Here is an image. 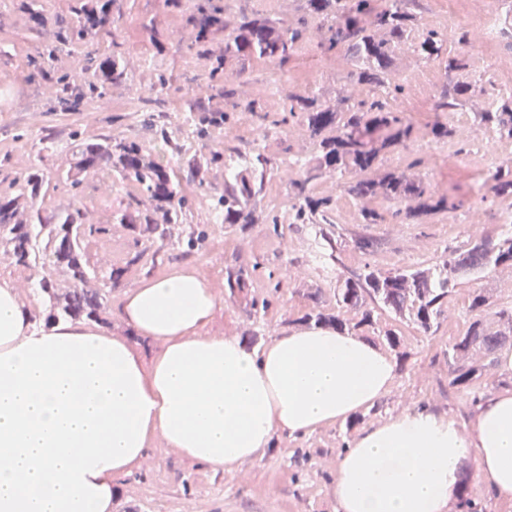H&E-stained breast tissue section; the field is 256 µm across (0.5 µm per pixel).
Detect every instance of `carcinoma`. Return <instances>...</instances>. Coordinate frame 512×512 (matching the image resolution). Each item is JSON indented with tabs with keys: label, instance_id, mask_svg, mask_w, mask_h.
I'll list each match as a JSON object with an SVG mask.
<instances>
[{
	"label": "carcinoma",
	"instance_id": "1",
	"mask_svg": "<svg viewBox=\"0 0 512 512\" xmlns=\"http://www.w3.org/2000/svg\"><path fill=\"white\" fill-rule=\"evenodd\" d=\"M301 14L288 22L266 14H252L230 21L220 10L213 9L194 22V38L189 49L201 55L210 53L211 36L224 33V56L216 58L211 74L216 76L229 60L268 58L283 65L296 52L301 42L310 38V22L327 24L317 47L333 51L341 47L351 63L347 84L342 87L339 104L330 105L312 92L288 94L284 111L296 118L313 138L319 140L321 154L315 165L295 160L301 169L300 179L293 182L294 199L291 220L294 224H313L317 228L324 256L341 263L334 241L333 199L314 194V184L326 174L350 171L353 178L343 183L346 195L362 203L360 215L364 224H382L386 215L371 206L381 197L389 202L408 203L391 218L418 219L463 207L460 200L434 197L423 186L412 168L390 172L378 180L367 177L380 154L405 145L413 127L405 124L397 111L390 108L388 95L398 93L395 51L409 44L416 57L424 62L438 61L449 71L467 67L466 55L460 51L445 56L448 35L435 29H422L419 19L422 0H387L378 7L374 0H302ZM85 21L96 32L111 35V19L107 6L84 11ZM88 84V93L98 98L108 87L128 78L122 58L114 55L100 60ZM473 87L456 82L444 87L438 111L449 114L470 109L476 121L499 139H512V90L495 89L485 107H474ZM430 133L438 141L460 140L458 127L449 121H436ZM270 160L253 151L248 165L224 180V196L218 205L224 208V223L252 224V204L262 194ZM106 169L121 183L135 185L141 194L137 208L117 216L120 224L139 230L143 237L166 240L182 223L186 198L179 181L168 164L157 161L134 141L112 142L104 137L95 141L79 140L72 146V162L62 180L72 187L81 184L79 175ZM43 179L34 172L19 185L17 192L0 197V255L12 259L17 266L39 267L44 275L37 281V291L45 298L48 315L45 324L58 319H106L112 289L120 285L124 269L105 272L92 267L85 258L87 239L107 231L82 222L78 209L42 215L33 211V199L41 190ZM496 195H512V159L492 167L486 180ZM162 214L163 223L155 215ZM501 266H512V236L500 233L485 236L465 248L448 250V259L433 267L397 268L382 271L370 266L353 273L336 286V313L313 309L303 321L315 326L353 332L373 329L376 340L391 350L401 345L396 327L377 329L374 310L390 314L400 324L406 323L428 334L439 327L448 310V297L455 293L458 275H480ZM246 285L243 269L226 271L224 288L229 297ZM353 311L354 323L345 321L341 311ZM467 310L472 320L464 333L448 341V387L464 394L471 393L474 383L492 379L497 354L506 344L512 345V305H498L481 292L468 295ZM471 474L459 481L460 505L468 512H486L469 497Z\"/></svg>",
	"mask_w": 512,
	"mask_h": 512
}]
</instances>
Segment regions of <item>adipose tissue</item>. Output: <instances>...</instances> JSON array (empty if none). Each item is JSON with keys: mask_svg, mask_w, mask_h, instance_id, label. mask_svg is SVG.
Listing matches in <instances>:
<instances>
[{"mask_svg": "<svg viewBox=\"0 0 512 512\" xmlns=\"http://www.w3.org/2000/svg\"><path fill=\"white\" fill-rule=\"evenodd\" d=\"M224 300L185 266L128 290L119 313L156 349L85 322L36 326L0 280V512H112L113 483L160 446L214 471L262 459L379 402L398 369L378 345L320 326L260 347L209 327ZM474 463L512 499V388L468 421L429 406L361 431L336 463L335 512H451Z\"/></svg>", "mask_w": 512, "mask_h": 512, "instance_id": "ef3b65f1", "label": "adipose tissue"}]
</instances>
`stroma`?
<instances>
[{
	"mask_svg": "<svg viewBox=\"0 0 512 512\" xmlns=\"http://www.w3.org/2000/svg\"><path fill=\"white\" fill-rule=\"evenodd\" d=\"M28 2L0 0V16L9 20L8 26L0 27V195L15 193L36 167L43 178L39 198L43 207H77L85 223L108 225V233L90 238L87 246L91 263L125 270L120 287L112 291L105 332L132 335L118 313L125 291L142 279L163 274L172 264L197 270L210 267L208 280L219 293L224 290L226 269L241 266L249 271L246 286L235 298L225 300L211 331L258 346L286 330L302 328V317L312 305L310 293L320 292L322 306L335 310L336 281L349 271L367 265L388 270L441 263L446 250L499 233L498 216L512 211V196H492L484 184L485 171L468 165L487 135L485 129L473 127L455 169L444 157L451 143L434 142L430 133L436 112L423 116L409 112L405 118L416 129L415 140L381 154L371 177L417 163L428 194L463 201V208L431 216L422 224H366L360 203L337 196V177L327 175L315 192L336 200L333 220L343 232L342 263H319L314 225L289 221L292 182L300 176L291 161L299 157L314 162L315 141L298 122L279 124L283 99L265 100L262 112L241 114L232 111L224 91L242 81H286L306 66L316 71L315 87L332 104L349 70L343 52L325 53L310 41L286 65L266 58L244 66L231 62L225 76L215 78L211 69L223 53V38L211 42L206 57L187 48L202 0H180L174 9L166 0H117L111 9L116 23L109 37L92 30L81 36L74 31L78 11L87 0H42L38 21L32 19ZM116 42L126 50L140 47L149 69L143 73L135 63H128L125 82L112 85L105 98L89 96L90 61L111 55ZM494 67L493 60L475 50L463 71L431 64L433 89L438 92L447 83L466 81L478 89L476 103L485 105L488 96L483 87ZM160 77L165 80L161 88L155 85ZM200 82L209 87L207 97L194 94ZM130 97L135 100L134 111L120 109L119 101ZM160 124L166 135L157 133ZM104 136L136 141L163 163L181 153L183 161L174 170L188 199L185 223L205 233L203 248L189 252L177 245L159 248L130 226L116 223V215L139 197L135 186L104 189L92 173L76 188L59 182V173L71 162L70 143ZM42 138L52 140L55 150L41 160L37 149ZM229 145L245 152L259 149L273 164L253 224L231 227L216 221L214 205L224 192V149ZM194 156L205 161L201 172H191L186 165ZM475 213L484 221L476 230L468 224ZM269 215L278 216V223H266ZM359 238L370 240L371 248L359 249L355 244ZM154 251L159 254L155 262L149 258ZM135 255L140 261L134 265L130 259ZM473 291L512 305V267L460 278L446 317L433 335L401 325L405 359L398 366V378L378 404L362 412L358 428L339 422L302 437L276 436L262 460L244 462L231 474L212 471L168 448L150 449L140 467L116 479L112 512H333L329 487L340 447L351 443L359 429L425 404L463 421L470 418L468 396L448 390L445 352L449 339L467 326V298ZM255 300L267 301L266 310H253Z\"/></svg>",
	"mask_w": 512,
	"mask_h": 512,
	"instance_id": "stroma-1",
	"label": "stroma"
}]
</instances>
